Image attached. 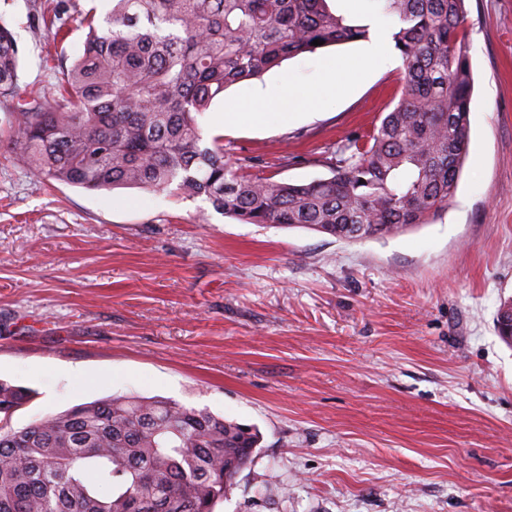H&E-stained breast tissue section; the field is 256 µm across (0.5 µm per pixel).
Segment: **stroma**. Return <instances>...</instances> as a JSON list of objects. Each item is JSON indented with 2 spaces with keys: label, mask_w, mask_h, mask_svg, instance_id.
Here are the masks:
<instances>
[{
  "label": "stroma",
  "mask_w": 512,
  "mask_h": 512,
  "mask_svg": "<svg viewBox=\"0 0 512 512\" xmlns=\"http://www.w3.org/2000/svg\"><path fill=\"white\" fill-rule=\"evenodd\" d=\"M474 90L457 192L429 223L346 242L245 224L202 197L89 192L19 163L0 99V380L28 389L27 426L115 396L163 397L259 430L214 512H512V0H465ZM32 0H0L19 83L42 89L82 48L34 32ZM360 42L228 88L200 123L224 158L277 181L330 174L369 133L403 62L311 97ZM299 101L229 125L254 95Z\"/></svg>",
  "instance_id": "stroma-1"
}]
</instances>
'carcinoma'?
<instances>
[{"instance_id": "cac0c4a2", "label": "carcinoma", "mask_w": 512, "mask_h": 512, "mask_svg": "<svg viewBox=\"0 0 512 512\" xmlns=\"http://www.w3.org/2000/svg\"><path fill=\"white\" fill-rule=\"evenodd\" d=\"M404 66L396 105L363 140L340 143L331 176L295 184L243 175L197 117L230 86L368 28L327 0H112L49 92L19 85L18 46L0 19V96L32 174L90 191L204 197L247 224L302 227L348 242L426 224L453 199L469 148L472 71L465 0H379ZM68 34L69 7L34 4ZM497 332L512 346V298ZM28 391L0 382V512H213L260 442L250 426L162 398L77 405L22 428Z\"/></svg>"}]
</instances>
